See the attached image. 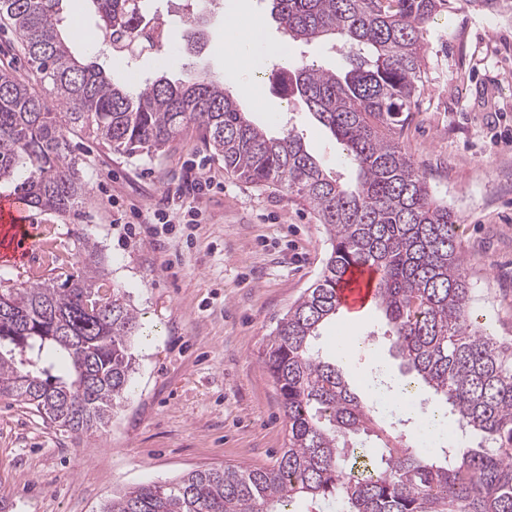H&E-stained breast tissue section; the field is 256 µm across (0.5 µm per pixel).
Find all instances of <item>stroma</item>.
I'll use <instances>...</instances> for the list:
<instances>
[{
  "label": "stroma",
  "instance_id": "stroma-1",
  "mask_svg": "<svg viewBox=\"0 0 512 512\" xmlns=\"http://www.w3.org/2000/svg\"><path fill=\"white\" fill-rule=\"evenodd\" d=\"M247 11L265 20L268 42L288 55L264 61L262 93L243 96L245 74L224 62L217 44L228 14ZM200 44L173 39L161 49L113 57L108 42L78 44L113 80L183 77L199 70L222 79L250 119L269 134L295 129L323 169L343 181L354 172L340 161L330 132L289 95L286 69L315 63L329 70L348 53L328 43H287L270 17L268 0H219L202 15ZM424 93L401 139L433 195L457 212V240L476 296L474 315L512 343V17L457 6L424 26ZM84 203L60 216L35 208L25 214L40 237L54 238L60 258L43 252L28 261L0 262V278L64 282L79 274L80 234H90L108 273L143 325L132 351L131 387L105 426L73 437L28 405L0 398V499L9 512H100L113 495L149 482L164 483L195 470L272 465L287 441L276 386L260 352L288 308L319 277L330 245L309 204L278 187H256L226 171L222 157L189 129L154 158L114 151L84 132L70 136ZM212 179L198 203L195 230L160 226L144 233L145 218L174 208L187 177ZM383 315L336 318L320 344L335 353L341 330L367 339L364 351L342 360L361 396L368 380L386 371L404 380Z\"/></svg>",
  "mask_w": 512,
  "mask_h": 512
}]
</instances>
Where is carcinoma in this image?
Returning <instances> with one entry per match:
<instances>
[{
  "mask_svg": "<svg viewBox=\"0 0 512 512\" xmlns=\"http://www.w3.org/2000/svg\"><path fill=\"white\" fill-rule=\"evenodd\" d=\"M94 30L112 51L139 40L142 0H92ZM453 0H271L285 36L310 44L338 37L350 65L287 71L288 89L342 146L355 173L327 176L304 138L274 137L246 115L224 84L190 71L135 89L74 55L63 0H0V20L19 34L37 89L0 69V185L28 206L64 216L83 203L71 157L75 129L127 155L156 156L194 125L224 169L259 187L281 186L308 202L331 249L322 274L287 310L260 358L273 379L288 440L270 467L191 471L141 484L101 512H512V347L473 318L474 299L454 234L458 216L432 195L399 143L420 108V32ZM512 14V0H465ZM64 112L52 111V104ZM61 285L0 287V397L31 406L75 436L111 419L135 371L137 311L105 288L97 244ZM378 269L377 308L417 394L428 388L477 448L398 444L374 407L315 347L340 313L337 288L352 267Z\"/></svg>",
  "mask_w": 512,
  "mask_h": 512,
  "instance_id": "carcinoma-1",
  "label": "carcinoma"
}]
</instances>
